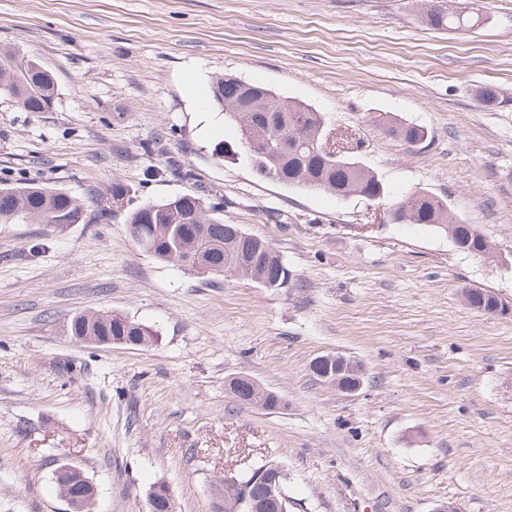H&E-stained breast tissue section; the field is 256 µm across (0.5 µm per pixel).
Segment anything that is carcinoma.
<instances>
[{"label": "carcinoma", "instance_id": "1", "mask_svg": "<svg viewBox=\"0 0 512 512\" xmlns=\"http://www.w3.org/2000/svg\"><path fill=\"white\" fill-rule=\"evenodd\" d=\"M428 21L439 29L468 27L461 8H432ZM38 62L11 49H0V94L18 90L16 102L28 112H47L55 99V82L35 72ZM215 104L225 120L237 126L256 177L292 187L326 190L339 197L368 196L385 192L381 180L363 162L323 151L327 124L323 113L291 98L279 97L264 85L232 76L213 79L210 86ZM387 133L408 143L426 136L418 125L391 122ZM126 185L112 184V206L101 208L98 217L124 212L133 239L146 252L164 262H177L189 272L204 268L214 277L238 272L264 288H285L290 283L288 266L266 239L247 234L195 194H181L159 203L125 209ZM396 224H419L443 230L450 227L466 244L462 251L476 254L483 234L473 224L462 223L447 202L431 191L420 190L390 205ZM84 204L57 189L39 183L0 187V223L46 224L62 227L85 218ZM74 336H113L147 345L156 342L148 326L119 313H87L70 324ZM254 476L221 484L224 502L233 506L247 491Z\"/></svg>", "mask_w": 512, "mask_h": 512}]
</instances>
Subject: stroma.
<instances>
[{
    "instance_id": "obj_1",
    "label": "stroma",
    "mask_w": 512,
    "mask_h": 512,
    "mask_svg": "<svg viewBox=\"0 0 512 512\" xmlns=\"http://www.w3.org/2000/svg\"><path fill=\"white\" fill-rule=\"evenodd\" d=\"M448 0H0V46L55 79L49 111L0 95V185L33 181L85 201L88 220L0 223V512H67L66 463L91 512H210L220 477L266 464L306 512H512V0H469L477 26L429 24ZM232 75L312 105L387 196L339 198L219 158L237 129L211 101ZM491 89L485 101L481 90ZM419 125L386 134L379 115ZM134 209L195 193L268 239L288 287L187 273L95 213L113 183ZM425 189L476 227L489 257L447 232L386 218ZM114 311L149 346L75 340L71 319ZM357 361L355 393L318 379L325 354ZM255 380L264 410L226 389ZM386 131L389 135L411 144L421 142L426 136L421 126L402 122H390ZM73 468L68 466L59 467L55 471V480L59 487L62 488V493L65 501L68 503L71 512H84L88 511V504L92 503L96 490L94 485L88 480L84 479L86 487L84 486L85 493H73L71 491L72 482H70V475Z\"/></svg>"
}]
</instances>
